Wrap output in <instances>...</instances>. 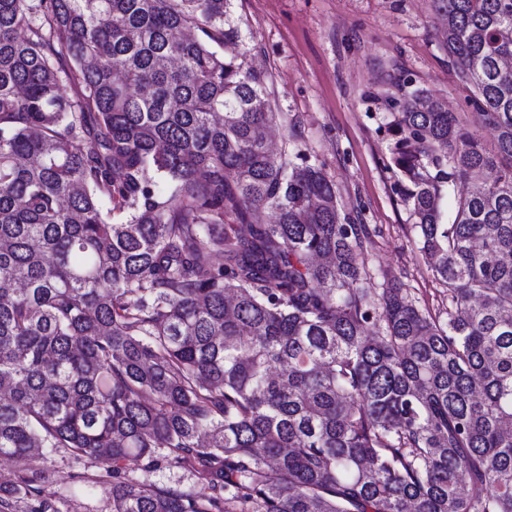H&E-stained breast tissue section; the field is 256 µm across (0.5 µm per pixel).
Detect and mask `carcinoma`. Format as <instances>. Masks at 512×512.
<instances>
[{
  "label": "carcinoma",
  "instance_id": "obj_1",
  "mask_svg": "<svg viewBox=\"0 0 512 512\" xmlns=\"http://www.w3.org/2000/svg\"><path fill=\"white\" fill-rule=\"evenodd\" d=\"M433 2L495 136L390 100L445 321L369 269L322 167L265 143L231 0H0V512L51 510L45 448L101 462L112 512H512V0ZM127 477L134 481L168 486L182 491H200L198 479L190 471L170 466H161L154 470H145L141 465L131 463L127 469Z\"/></svg>",
  "mask_w": 512,
  "mask_h": 512
}]
</instances>
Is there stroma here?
I'll list each match as a JSON object with an SVG mask.
<instances>
[{"instance_id":"1","label":"stroma","mask_w":512,"mask_h":512,"mask_svg":"<svg viewBox=\"0 0 512 512\" xmlns=\"http://www.w3.org/2000/svg\"><path fill=\"white\" fill-rule=\"evenodd\" d=\"M242 47L267 72L277 148L299 150L336 185L338 208L369 225L370 269L395 273L421 309L448 312V291L415 244L413 218L390 166V101L409 81L445 99L469 126L472 93L436 37L431 0H234ZM41 497L57 512H112L111 484L100 462L61 449L41 459ZM129 479L199 491L190 471L127 469Z\"/></svg>"}]
</instances>
